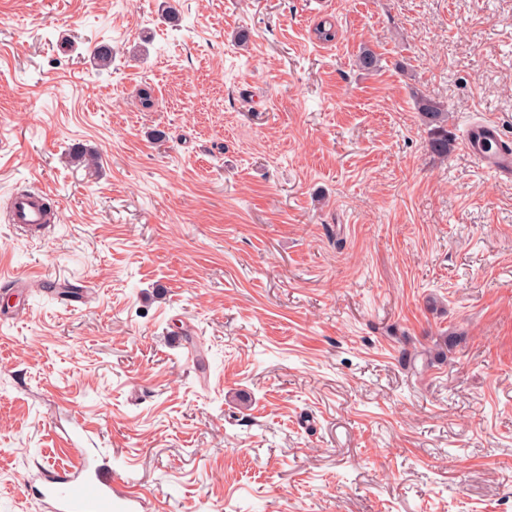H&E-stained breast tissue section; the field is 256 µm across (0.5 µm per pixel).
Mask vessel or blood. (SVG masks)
I'll return each mask as SVG.
<instances>
[{
  "mask_svg": "<svg viewBox=\"0 0 512 512\" xmlns=\"http://www.w3.org/2000/svg\"><path fill=\"white\" fill-rule=\"evenodd\" d=\"M502 138L496 122L482 119L465 130L463 146L485 170L499 179L512 181V150L502 149ZM46 200L41 191L17 193L10 205V224L24 232L44 231L51 222ZM75 454L78 463L68 476L59 477L44 470L45 485L40 499L44 512H141L142 502L117 495L84 449H76Z\"/></svg>",
  "mask_w": 512,
  "mask_h": 512,
  "instance_id": "vessel-or-blood-1",
  "label": "vessel or blood"
}]
</instances>
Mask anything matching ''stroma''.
Listing matches in <instances>:
<instances>
[{
  "label": "stroma",
  "instance_id": "1",
  "mask_svg": "<svg viewBox=\"0 0 512 512\" xmlns=\"http://www.w3.org/2000/svg\"><path fill=\"white\" fill-rule=\"evenodd\" d=\"M480 119L512 142V0H0V512L76 448L148 512H512ZM36 185L55 225L15 235ZM418 110L421 112L429 128L428 146L432 153L447 157L452 146V139L448 136V113L443 105L430 99H421Z\"/></svg>",
  "mask_w": 512,
  "mask_h": 512
}]
</instances>
